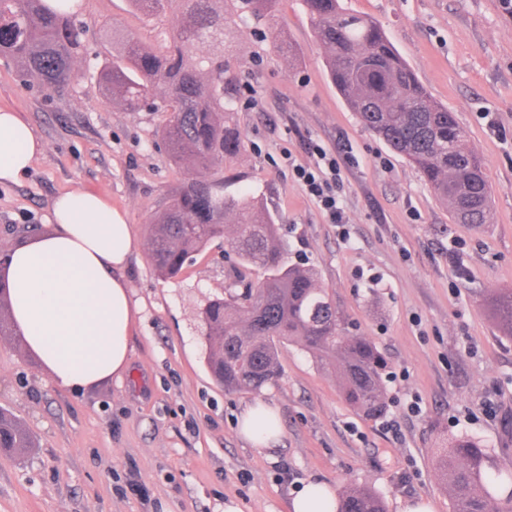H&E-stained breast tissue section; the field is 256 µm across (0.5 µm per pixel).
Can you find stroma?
<instances>
[{
	"label": "stroma",
	"instance_id": "35a3bbf8",
	"mask_svg": "<svg viewBox=\"0 0 512 512\" xmlns=\"http://www.w3.org/2000/svg\"><path fill=\"white\" fill-rule=\"evenodd\" d=\"M379 23L430 96L454 112L486 162L487 223L459 224L419 172L364 129L331 82L325 50L301 0H282L273 30L240 26L224 62L237 96L244 150L215 170L230 195L250 193L279 228L289 264L312 268L349 332L388 362V409L366 419L340 395L335 372L295 342L279 346L281 376L229 392L206 365L199 313L242 269L217 238L164 279L149 255V220L185 174L158 136L162 112H128L97 69L112 59L108 29L153 44L174 16L144 18L128 0H82L78 79L59 91L21 83L0 61V106L21 112L44 143L25 179L0 183V252L51 230L63 192L103 195L125 213L138 249L125 269L141 307L130 369L72 394L17 336H0V408L36 440L0 454V512H289L308 480L365 487L388 512L424 499L451 512L434 454L455 437L481 440L512 470V338L489 302L512 289V9L504 0H341ZM336 156L346 225L331 223L295 178L318 150ZM278 408L274 448L238 435L255 399Z\"/></svg>",
	"mask_w": 512,
	"mask_h": 512
}]
</instances>
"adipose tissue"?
<instances>
[{
    "instance_id": "ef3b65f1",
    "label": "adipose tissue",
    "mask_w": 512,
    "mask_h": 512,
    "mask_svg": "<svg viewBox=\"0 0 512 512\" xmlns=\"http://www.w3.org/2000/svg\"><path fill=\"white\" fill-rule=\"evenodd\" d=\"M44 143L18 112L0 108V183H19ZM53 228L13 248L0 265L11 317L28 352L59 387L78 393L129 368L130 336L139 311L124 270L138 248L132 227L103 196L82 190L59 195ZM257 447L278 442L275 407L255 400L237 420ZM337 490L310 481L290 512H336Z\"/></svg>"
}]
</instances>
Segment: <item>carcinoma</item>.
I'll use <instances>...</instances> for the list:
<instances>
[{
    "mask_svg": "<svg viewBox=\"0 0 512 512\" xmlns=\"http://www.w3.org/2000/svg\"><path fill=\"white\" fill-rule=\"evenodd\" d=\"M147 18L173 13L172 28L156 32L160 50L112 27V61L99 71L109 95L128 112H165L160 129L169 156L186 178L151 219L150 258L158 275L179 274L191 254L223 236L242 264L262 277L238 275L223 298L202 311L206 364L231 391L257 392L280 375L277 342L301 343L322 368L340 379L345 401L367 419L385 412V358L364 336L345 332L336 306L310 268L286 263L271 215L249 195H223L211 171L244 148L234 122L235 97L226 76L224 46L247 18L270 23L281 0H128ZM315 38L326 50L332 83L360 123L403 155L454 220L472 206L470 223L488 220L491 188L483 159L467 147L454 113L434 102L374 21L347 14L339 0H302ZM78 5L63 0H0V58L19 77L41 88L69 84L83 30L73 21ZM205 54L197 53L202 45ZM234 224L227 232V223ZM500 328L512 337V290L496 296ZM11 304L0 284V335L11 329ZM35 447L27 426L0 410V451L21 455ZM436 471L453 512H489L494 489L512 502V471L490 473L484 445L459 438L437 449ZM337 512H386L382 498L360 487L343 490Z\"/></svg>",
    "mask_w": 512,
    "mask_h": 512,
    "instance_id": "cac0c4a2",
    "label": "carcinoma"
}]
</instances>
